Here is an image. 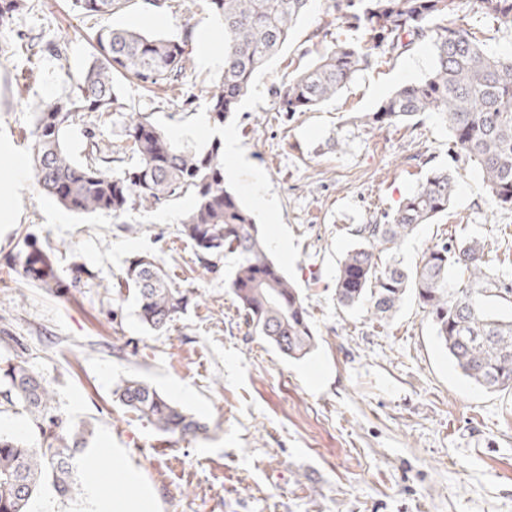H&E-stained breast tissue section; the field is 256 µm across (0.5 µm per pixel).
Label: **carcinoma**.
<instances>
[{
    "label": "carcinoma",
    "instance_id": "cac0c4a2",
    "mask_svg": "<svg viewBox=\"0 0 512 512\" xmlns=\"http://www.w3.org/2000/svg\"><path fill=\"white\" fill-rule=\"evenodd\" d=\"M130 0H74L87 17L115 14ZM331 20L314 38L328 46L312 64L276 91L278 111L308 112L336 97L377 56H398L429 40L435 53L430 72L394 90L361 122L372 129L414 120L432 112L448 128V155H465L483 176L488 196L512 209V55L487 51L463 14L465 0H327ZM310 0H207L224 38V70L208 96V112L222 125L237 112L257 73L288 42ZM477 13L512 29V0H475ZM27 8L26 0H0V27ZM360 29L362 43L341 40L332 28ZM147 35L135 28L101 29L95 53L80 82L65 96L35 105L31 145L35 178L46 195L76 213H100L120 221L133 209L165 205L187 194L194 207L180 234L198 248L204 263L228 260L226 282L244 312L245 324L283 356L300 360L315 348V334L300 291L267 253L252 212L224 185V153L215 142L205 151L186 149L144 112H128L117 145L90 144L82 158L66 148L65 135L109 112H127L115 92L121 75L155 87L175 88L189 80V42ZM136 157L116 174L112 164ZM456 182L446 166L429 168L424 181L392 213L351 229L356 243L339 261L338 305L367 304L384 321L412 290L435 335L462 374L489 392H512V316L484 307L495 298L512 305V288L487 272L485 244L478 237L441 239L410 269L397 258L400 244L422 224L448 212ZM27 275L44 288L56 285L51 255L26 253ZM136 291L139 320L153 331L166 327L187 302L164 266L147 255L130 261L119 277ZM113 395L126 411L160 431L186 436L203 426L157 389L124 380ZM21 408L37 446L0 434V512H32L42 484L60 501L84 493L73 476L75 454L85 447L88 426L73 430L57 413L44 379L25 361L10 364L0 379V412Z\"/></svg>",
    "mask_w": 512,
    "mask_h": 512
}]
</instances>
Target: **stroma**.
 <instances>
[{
	"label": "stroma",
	"mask_w": 512,
	"mask_h": 512,
	"mask_svg": "<svg viewBox=\"0 0 512 512\" xmlns=\"http://www.w3.org/2000/svg\"><path fill=\"white\" fill-rule=\"evenodd\" d=\"M27 2L0 28V197L18 204L0 223V332L10 336L0 342V368L23 351L63 419L93 425L84 455L120 452L156 512H512V392L489 393L465 378L414 294L385 322L336 303L350 227L397 209L427 158L451 169L457 192L447 214L401 244L405 265L415 267L437 239L476 236L489 271L512 280V210L490 200L474 163L449 157L441 118L374 130L359 121L430 71L431 43L380 59L311 111L280 112L276 90L325 49L310 35L327 4L312 0L220 127L207 102L223 66L208 56L222 40L204 0H130L95 18L71 0ZM112 26L171 38L191 32L187 85L165 91L121 77L119 92L181 146L207 149L220 128L239 141L243 155L225 156L224 177L302 293L316 336L308 357L287 358L251 335L223 261L197 264L193 242L178 234L191 196L116 224L72 212L39 186L30 165L33 105L64 94L92 59L91 32ZM22 34L41 38L39 59L18 52ZM123 125L121 113L103 115L69 129L66 146L77 157L90 142L117 143ZM260 197L270 210L258 208ZM31 242L53 252L57 287L26 276ZM139 255L164 264L188 297L157 332L139 322L133 292L118 281ZM123 379L147 382L202 431L167 435L127 412L112 394Z\"/></svg>",
	"instance_id": "stroma-1"
}]
</instances>
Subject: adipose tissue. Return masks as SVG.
Returning <instances> with one entry per match:
<instances>
[{"instance_id": "adipose-tissue-1", "label": "adipose tissue", "mask_w": 512, "mask_h": 512, "mask_svg": "<svg viewBox=\"0 0 512 512\" xmlns=\"http://www.w3.org/2000/svg\"><path fill=\"white\" fill-rule=\"evenodd\" d=\"M85 473L97 497L106 499L108 512H155L151 498L138 490L134 471L122 461L119 453L90 457L85 462ZM111 483L124 484L123 499H107L106 487Z\"/></svg>"}]
</instances>
